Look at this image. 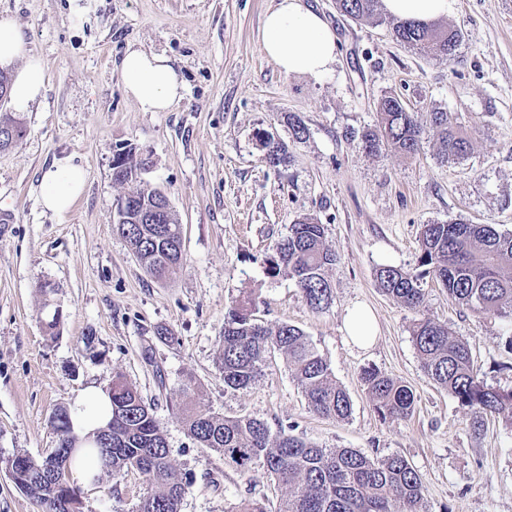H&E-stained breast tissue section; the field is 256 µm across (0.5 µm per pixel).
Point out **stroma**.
I'll use <instances>...</instances> for the list:
<instances>
[{"label": "stroma", "mask_w": 512, "mask_h": 512, "mask_svg": "<svg viewBox=\"0 0 512 512\" xmlns=\"http://www.w3.org/2000/svg\"><path fill=\"white\" fill-rule=\"evenodd\" d=\"M87 6L82 26L73 2ZM277 0H0L45 63V90L23 113L26 134L0 152V512H38L8 477L16 453L42 458L58 437L50 417L85 388L123 378L150 403L169 456L186 484L181 512H233L286 494L263 472L225 468L182 423L186 408L248 415L272 433L290 431L323 448L372 458L406 457L419 471L427 512H512V423L471 413L424 373L411 329L422 315L469 342L484 381L512 388V322L458 306L425 277V306L408 311L378 288L384 265L417 269L422 225L464 221L512 230V0H457L441 24L462 30L455 64L398 43L392 16L351 21L335 0H304L336 35V61L323 78L284 74L263 47V18ZM130 48L166 55L182 99L168 112H142L122 90ZM398 95L409 111L452 113L473 150L442 162L425 131L416 156L367 152L378 100ZM307 128L294 138L287 115ZM288 147L286 164L265 159L262 133ZM148 161L142 187L169 197L181 224L183 264L170 280L150 276L115 228L112 181L121 148ZM69 158L87 176L84 194L62 216L39 203L42 177ZM326 228L337 256L329 308H309L294 282L272 275L276 244L300 217ZM242 297L262 325L299 327L348 393L351 414L333 421L308 408L282 354L259 380L225 388L216 359L224 316ZM374 316L365 348L346 332L350 308ZM55 331L44 323L54 310ZM375 368L410 387L415 411L382 418L361 379ZM136 469L86 487L83 512H136L153 492Z\"/></svg>", "instance_id": "1"}]
</instances>
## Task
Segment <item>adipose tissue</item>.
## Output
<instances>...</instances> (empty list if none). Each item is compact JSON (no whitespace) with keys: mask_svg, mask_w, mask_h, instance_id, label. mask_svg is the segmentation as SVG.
<instances>
[{"mask_svg":"<svg viewBox=\"0 0 512 512\" xmlns=\"http://www.w3.org/2000/svg\"><path fill=\"white\" fill-rule=\"evenodd\" d=\"M386 13L402 21L434 22L454 13L457 0H381ZM264 49L285 74L323 77L336 61V35L330 24L302 0H278L263 19ZM0 70L11 77L10 101L26 112L44 90L45 64L32 53L25 33L10 15L0 16ZM125 94L142 112H165L178 101L184 85L169 58L131 49L121 62ZM85 188L84 171L70 160L55 163L42 180L43 207L66 214ZM108 394L89 387L74 400L71 421L79 437L92 435L108 422Z\"/></svg>","mask_w":512,"mask_h":512,"instance_id":"1","label":"adipose tissue"}]
</instances>
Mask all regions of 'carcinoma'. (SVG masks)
Returning a JSON list of instances; mask_svg holds the SVG:
<instances>
[{"instance_id": "obj_1", "label": "carcinoma", "mask_w": 512, "mask_h": 512, "mask_svg": "<svg viewBox=\"0 0 512 512\" xmlns=\"http://www.w3.org/2000/svg\"><path fill=\"white\" fill-rule=\"evenodd\" d=\"M336 9L354 21L374 18L381 0H336ZM396 40L423 55L453 61L462 42V32L443 29L435 23L398 21L393 24ZM378 122L363 135L365 150L376 153L391 148L406 156L420 149L422 127L415 113L396 96L381 99ZM430 126L439 136L440 154L459 161L472 150L471 137L461 130L449 112H430ZM24 123L0 120V150L25 136ZM266 159L279 166L288 159L284 142L262 140ZM122 175L112 180L125 185L137 181L147 162L134 160L132 150L122 152ZM159 190L140 188L124 196L131 203L117 230L129 243L137 260L158 279L177 273L183 260L178 230L172 212L154 223L140 216L155 205ZM325 225L302 217L289 226L288 236L275 248L269 270L293 280L307 304L323 310L333 302L327 270L336 264V254L325 244ZM419 265L446 289L461 307L480 315H495L512 322V231L492 224L463 221L422 226L419 236ZM422 274L385 265L377 270L380 290L418 313L424 304ZM412 341L429 379L448 392L472 414V429L479 433L485 418L503 415L512 422V389L487 385L474 368L470 344L452 335L448 325L434 319L414 321ZM224 346L217 366L224 387L245 390L262 376L267 357L279 352L301 386L309 409L316 415L344 420L351 413L348 393L336 383L329 364L298 327L281 323L267 328L255 318V309L240 300L224 318ZM362 379L378 412L385 418H407L415 409V396L406 385L375 368L363 371ZM112 416L97 432L92 447L70 445L73 430L69 411L57 409L53 427L61 430L57 450L73 465L77 453L97 460L99 473L118 476L136 468L152 475L156 490L144 498L141 512H180L186 487L169 459V450L152 407L136 389L121 379L112 381ZM187 433L216 452L224 465L246 476L262 470L279 486L288 489L275 512H425L424 486L414 465L392 454L370 458L355 448H319L301 437L282 433L271 436L265 422L249 416H218L196 410L185 415ZM25 494L46 509L57 499L56 492L39 473L37 462L27 457L19 462Z\"/></svg>"}]
</instances>
